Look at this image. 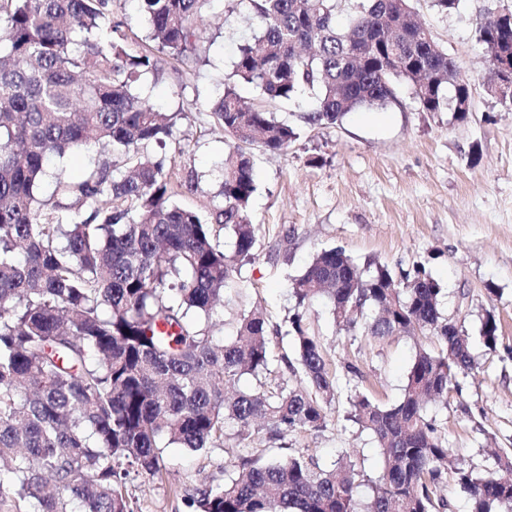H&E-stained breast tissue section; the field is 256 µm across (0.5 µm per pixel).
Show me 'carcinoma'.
I'll return each instance as SVG.
<instances>
[{
	"instance_id": "carcinoma-1",
	"label": "carcinoma",
	"mask_w": 512,
	"mask_h": 512,
	"mask_svg": "<svg viewBox=\"0 0 512 512\" xmlns=\"http://www.w3.org/2000/svg\"><path fill=\"white\" fill-rule=\"evenodd\" d=\"M207 2L137 0L151 40L176 59L187 56ZM240 2L260 30L238 47L213 104L228 150L218 204L204 219L173 202L171 168L151 152L166 148L178 114L136 93L161 59L127 50L112 0H0V505L130 512L127 479L163 477L162 443L215 448L229 424L242 441L255 424L271 441L326 428L339 377L306 308L321 295L346 332L425 329L438 339L436 350L416 354L398 404L349 395V419L382 451L371 494L357 497L364 472L346 454L330 468L306 451L240 455L223 484L195 489L192 512H440L448 471L469 512H512V451L476 474L427 415L428 403H448L475 359L465 331L448 327L441 287L425 268L397 279L379 262L361 269L343 249L323 250L292 280L283 325L250 310L231 340L212 335L224 290L258 242L248 212L255 162L242 146L275 153L297 138L287 121L245 105L233 83L271 102L309 90L305 120L323 125L385 106L399 83L425 112H452L469 94L411 0H352L345 29L336 26L340 0ZM479 41L492 82L493 61L512 50V22L486 17ZM96 145L116 160L81 177L50 170L52 158ZM47 177L54 187L42 199ZM223 230L234 238L230 256ZM480 333L496 351L492 313ZM281 334L294 363L273 354ZM288 370L301 371L304 385L289 383ZM246 375L255 388H237Z\"/></svg>"
}]
</instances>
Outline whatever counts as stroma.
<instances>
[{"instance_id": "obj_1", "label": "stroma", "mask_w": 512, "mask_h": 512, "mask_svg": "<svg viewBox=\"0 0 512 512\" xmlns=\"http://www.w3.org/2000/svg\"><path fill=\"white\" fill-rule=\"evenodd\" d=\"M412 6L469 81L467 119L422 111L404 84L386 106L355 110L333 125L305 122L310 96L272 104L299 137L281 153L254 154L257 258L225 291L224 322L213 333L231 338L239 315L255 305L279 323L291 304V279L325 249L342 248L360 266L379 261L397 275L424 266L477 362L474 372L459 376L447 404L429 405L428 414L449 447L480 470L495 449L512 448V106L487 89L479 27L487 15L512 9V0H460L448 14L434 0H412ZM259 28L238 0H207L190 58H165L141 85L160 111L179 115L174 137L185 153L172 163L180 184L176 201L204 215L215 202L216 167L225 151L224 130L211 111L213 89L230 73L238 46ZM489 312L499 327L494 353L480 337ZM310 318L335 364L355 362L364 374L361 390L384 407L401 399L416 353L438 346L422 333L378 339L338 330L322 298ZM349 394L340 385L320 431L292 432L274 443L256 432L241 442L230 425L221 447L165 448L168 476L128 482L133 512H188L187 497L203 484L223 483L227 464L242 454L285 458L307 450L330 463L345 451L368 477H378L381 450L348 420Z\"/></svg>"}]
</instances>
